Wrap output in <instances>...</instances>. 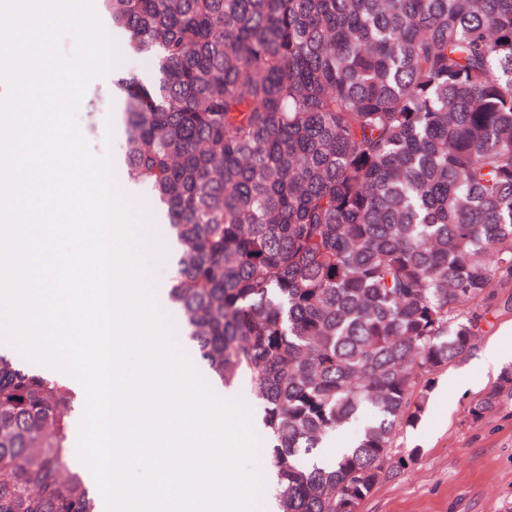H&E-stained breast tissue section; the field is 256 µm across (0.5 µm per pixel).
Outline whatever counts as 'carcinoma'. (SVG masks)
<instances>
[{
    "mask_svg": "<svg viewBox=\"0 0 512 512\" xmlns=\"http://www.w3.org/2000/svg\"><path fill=\"white\" fill-rule=\"evenodd\" d=\"M99 2L158 67L122 82L124 176L181 246L180 329L262 404L280 512H355L512 303V0ZM505 394L512 365L469 421ZM74 400L0 353V512H100Z\"/></svg>",
    "mask_w": 512,
    "mask_h": 512,
    "instance_id": "cac0c4a2",
    "label": "carcinoma"
}]
</instances>
